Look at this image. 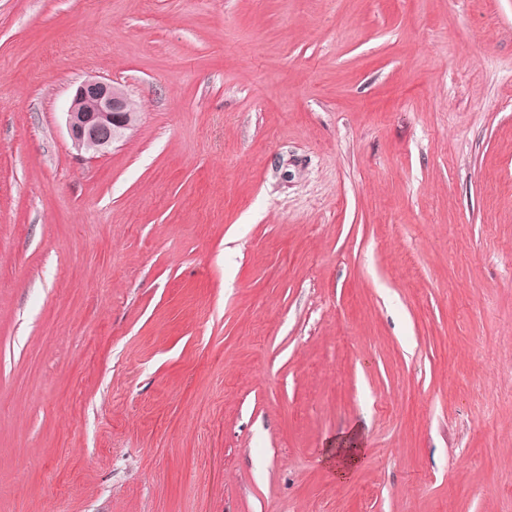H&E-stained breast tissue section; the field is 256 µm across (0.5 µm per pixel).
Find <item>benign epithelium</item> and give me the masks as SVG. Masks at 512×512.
<instances>
[{
	"instance_id": "1",
	"label": "benign epithelium",
	"mask_w": 512,
	"mask_h": 512,
	"mask_svg": "<svg viewBox=\"0 0 512 512\" xmlns=\"http://www.w3.org/2000/svg\"><path fill=\"white\" fill-rule=\"evenodd\" d=\"M66 124L75 148L105 152L134 127L129 98L110 82L87 79L75 91Z\"/></svg>"
}]
</instances>
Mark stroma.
Returning a JSON list of instances; mask_svg holds the SVG:
<instances>
[{
    "instance_id": "35a3bbf8",
    "label": "stroma",
    "mask_w": 512,
    "mask_h": 512,
    "mask_svg": "<svg viewBox=\"0 0 512 512\" xmlns=\"http://www.w3.org/2000/svg\"><path fill=\"white\" fill-rule=\"evenodd\" d=\"M0 512H512V0H0ZM126 93L111 82L87 79L76 89L67 112L69 136L78 150L106 152L138 121ZM336 477L340 480L346 479L359 462L363 453L359 436L353 431L342 440H336ZM346 448H343V447Z\"/></svg>"
}]
</instances>
